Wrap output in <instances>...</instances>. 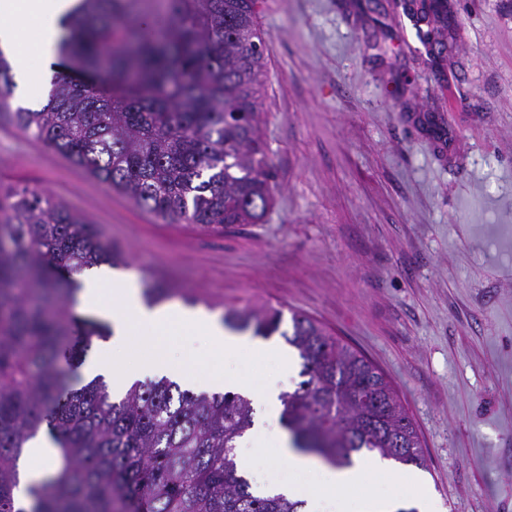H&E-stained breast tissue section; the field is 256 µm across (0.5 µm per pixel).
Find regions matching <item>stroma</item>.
<instances>
[{
    "mask_svg": "<svg viewBox=\"0 0 512 512\" xmlns=\"http://www.w3.org/2000/svg\"><path fill=\"white\" fill-rule=\"evenodd\" d=\"M261 0V127L275 173L260 224H168L0 119V186H29L97 224L138 283L223 316L268 304L362 351L423 440L444 512H512V0H448L429 61L402 0ZM230 367L251 388L301 363L230 357L179 329L174 358ZM272 442L249 480L289 469Z\"/></svg>",
    "mask_w": 512,
    "mask_h": 512,
    "instance_id": "stroma-1",
    "label": "stroma"
}]
</instances>
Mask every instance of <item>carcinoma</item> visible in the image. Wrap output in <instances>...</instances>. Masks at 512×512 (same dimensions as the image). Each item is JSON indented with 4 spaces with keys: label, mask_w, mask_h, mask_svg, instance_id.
<instances>
[{
    "label": "carcinoma",
    "mask_w": 512,
    "mask_h": 512,
    "mask_svg": "<svg viewBox=\"0 0 512 512\" xmlns=\"http://www.w3.org/2000/svg\"><path fill=\"white\" fill-rule=\"evenodd\" d=\"M83 0L62 19L60 54L84 73L58 76L38 110L12 108L0 50V116L168 224H261L273 204L260 134L265 69L259 0ZM427 26L448 29L436 3ZM126 264L123 250L60 201L0 190V512H301L259 496L238 468L254 423L245 395L193 392L167 377L121 397L96 377L76 387L66 366L75 289L68 271ZM224 324L294 347L306 379L281 395L293 448L348 467L376 452L423 465L422 444L392 383L322 325L267 305L231 308ZM47 427L57 472L14 489L27 441Z\"/></svg>",
    "instance_id": "1"
}]
</instances>
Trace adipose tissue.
<instances>
[{"mask_svg":"<svg viewBox=\"0 0 512 512\" xmlns=\"http://www.w3.org/2000/svg\"><path fill=\"white\" fill-rule=\"evenodd\" d=\"M74 2L0 0V47L9 51L15 73L21 79V94L30 104H39L45 96L65 33L60 20ZM76 278L81 284L78 307L107 320L112 329L109 346L87 362L84 372L111 379L113 387L126 388L138 376L150 373L168 376L186 386L198 384L199 376L192 363L174 362L168 353L164 337L175 323L201 331L214 347L228 354L270 355L283 365L291 363L288 352L279 346L225 332L217 318L205 310L187 309L177 304L162 308L145 306L140 288L129 274L94 266L77 273ZM137 328L147 332L146 342L151 353L137 367L117 370L115 362L119 353L126 348L129 336ZM55 455L56 449L46 432H39L29 442L20 482L14 490L19 507H28L29 484L51 473ZM276 457L289 467L310 469L319 474L318 482L307 488L290 483L271 487L272 493L302 501L303 512H322L321 504L326 500L333 502L334 512H396L407 500L418 502L420 512H443L439 500L416 476L380 457H361L349 467L326 465L296 453L284 433L278 438ZM372 471L387 475L399 485V493L380 494L371 490L368 474Z\"/></svg>","mask_w":512,"mask_h":512,"instance_id":"ef3b65f1","label":"adipose tissue"}]
</instances>
